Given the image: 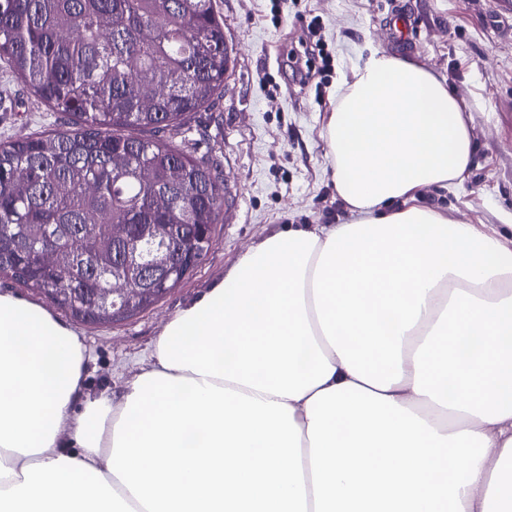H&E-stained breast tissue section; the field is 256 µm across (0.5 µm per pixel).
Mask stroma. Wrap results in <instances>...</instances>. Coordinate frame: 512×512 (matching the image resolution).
Returning a JSON list of instances; mask_svg holds the SVG:
<instances>
[{
    "label": "stroma",
    "mask_w": 512,
    "mask_h": 512,
    "mask_svg": "<svg viewBox=\"0 0 512 512\" xmlns=\"http://www.w3.org/2000/svg\"><path fill=\"white\" fill-rule=\"evenodd\" d=\"M231 49L222 96L193 113L195 157L223 177L213 246L169 294L133 317L94 325L62 314L90 356L87 389L120 391L145 366L164 323L238 257L287 224H338L346 211L331 179L325 137L344 75L370 49L409 56L465 100L472 162L459 184L425 188L415 202L468 224H512V0H216ZM332 57L301 78L289 65ZM49 108L0 61V141L59 129Z\"/></svg>",
    "instance_id": "35a3bbf8"
}]
</instances>
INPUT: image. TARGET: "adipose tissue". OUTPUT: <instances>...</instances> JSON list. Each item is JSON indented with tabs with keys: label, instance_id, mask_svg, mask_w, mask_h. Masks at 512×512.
<instances>
[{
	"label": "adipose tissue",
	"instance_id": "1",
	"mask_svg": "<svg viewBox=\"0 0 512 512\" xmlns=\"http://www.w3.org/2000/svg\"><path fill=\"white\" fill-rule=\"evenodd\" d=\"M326 139L350 221L248 248L120 397L0 290V512H512V239L412 202L471 163L462 101L374 49Z\"/></svg>",
	"mask_w": 512,
	"mask_h": 512
}]
</instances>
